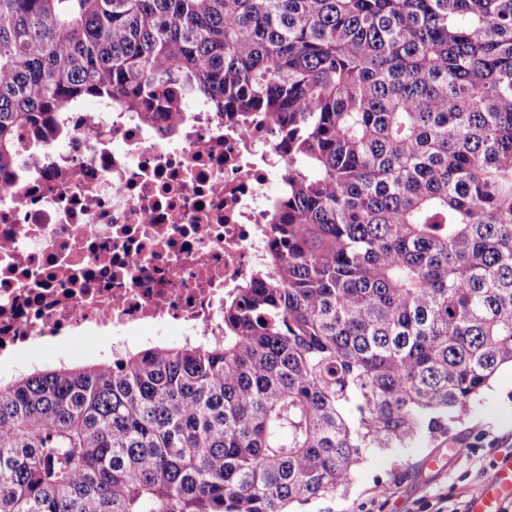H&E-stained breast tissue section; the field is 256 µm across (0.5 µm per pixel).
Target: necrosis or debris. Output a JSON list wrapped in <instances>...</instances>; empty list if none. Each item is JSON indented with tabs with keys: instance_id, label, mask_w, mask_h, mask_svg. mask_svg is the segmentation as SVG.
I'll list each match as a JSON object with an SVG mask.
<instances>
[{
	"instance_id": "necrosis-or-debris-1",
	"label": "necrosis or debris",
	"mask_w": 512,
	"mask_h": 512,
	"mask_svg": "<svg viewBox=\"0 0 512 512\" xmlns=\"http://www.w3.org/2000/svg\"><path fill=\"white\" fill-rule=\"evenodd\" d=\"M287 174L268 120L234 123L202 99L174 120L102 101L20 132L0 177V357L137 327L217 334Z\"/></svg>"
}]
</instances>
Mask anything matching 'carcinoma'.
<instances>
[{"instance_id": "1", "label": "carcinoma", "mask_w": 512, "mask_h": 512, "mask_svg": "<svg viewBox=\"0 0 512 512\" xmlns=\"http://www.w3.org/2000/svg\"><path fill=\"white\" fill-rule=\"evenodd\" d=\"M288 146L224 333L0 383V512H297L512 364V0H0V176L88 99Z\"/></svg>"}]
</instances>
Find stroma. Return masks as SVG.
<instances>
[{
    "label": "stroma",
    "instance_id": "obj_1",
    "mask_svg": "<svg viewBox=\"0 0 512 512\" xmlns=\"http://www.w3.org/2000/svg\"><path fill=\"white\" fill-rule=\"evenodd\" d=\"M112 335L40 344L17 358L14 375L65 360L93 364L111 359ZM512 456V368L502 367L481 405L457 425L452 438L417 441L406 450L368 452L347 492L312 502L309 512H453L492 474V464Z\"/></svg>",
    "mask_w": 512,
    "mask_h": 512
}]
</instances>
